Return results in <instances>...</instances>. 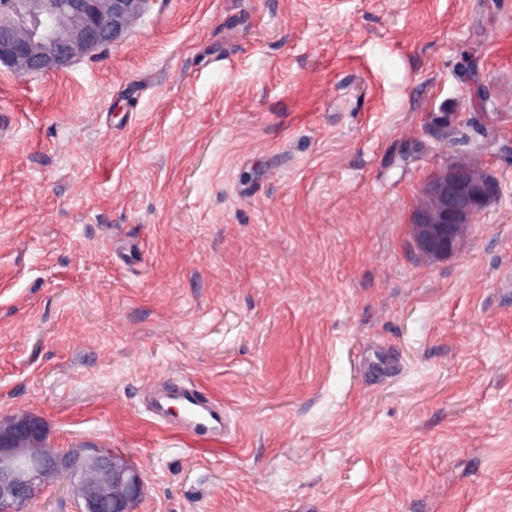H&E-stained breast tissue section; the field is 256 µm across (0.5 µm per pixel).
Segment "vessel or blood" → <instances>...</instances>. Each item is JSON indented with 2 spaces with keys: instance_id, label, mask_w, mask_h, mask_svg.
Listing matches in <instances>:
<instances>
[{
  "instance_id": "vessel-or-blood-1",
  "label": "vessel or blood",
  "mask_w": 512,
  "mask_h": 512,
  "mask_svg": "<svg viewBox=\"0 0 512 512\" xmlns=\"http://www.w3.org/2000/svg\"><path fill=\"white\" fill-rule=\"evenodd\" d=\"M153 415L176 431L194 438L224 436V404L193 383L168 382L158 392Z\"/></svg>"
}]
</instances>
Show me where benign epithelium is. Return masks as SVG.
Returning a JSON list of instances; mask_svg holds the SVG:
<instances>
[{"label": "benign epithelium", "mask_w": 512, "mask_h": 512, "mask_svg": "<svg viewBox=\"0 0 512 512\" xmlns=\"http://www.w3.org/2000/svg\"><path fill=\"white\" fill-rule=\"evenodd\" d=\"M154 0H0V65L18 76L62 70L112 45L149 13ZM424 185L415 215L418 251L455 253L496 199V179L464 158ZM68 476L80 512H135L145 492L141 470L109 448H53L30 411L0 418V512H23L56 478Z\"/></svg>", "instance_id": "1"}]
</instances>
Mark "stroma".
I'll return each mask as SVG.
<instances>
[{
	"mask_svg": "<svg viewBox=\"0 0 512 512\" xmlns=\"http://www.w3.org/2000/svg\"><path fill=\"white\" fill-rule=\"evenodd\" d=\"M1 111L0 416L121 453L137 512H512V0H155L0 67ZM436 112L481 118L500 189L444 259ZM175 375L223 442L152 417Z\"/></svg>",
	"mask_w": 512,
	"mask_h": 512,
	"instance_id": "obj_1",
	"label": "stroma"
}]
</instances>
